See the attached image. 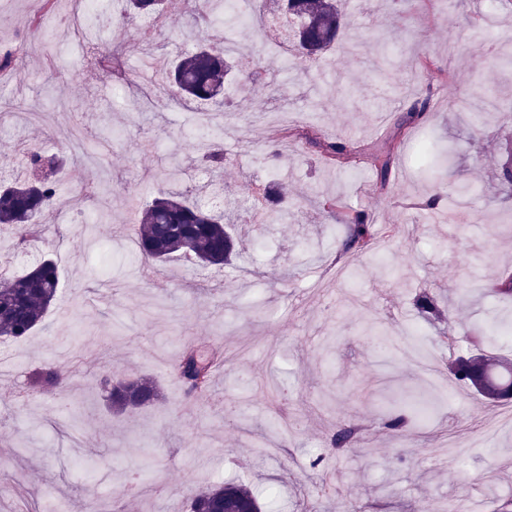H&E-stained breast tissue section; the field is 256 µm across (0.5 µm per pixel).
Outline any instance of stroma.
<instances>
[{
	"instance_id": "obj_1",
	"label": "stroma",
	"mask_w": 512,
	"mask_h": 512,
	"mask_svg": "<svg viewBox=\"0 0 512 512\" xmlns=\"http://www.w3.org/2000/svg\"><path fill=\"white\" fill-rule=\"evenodd\" d=\"M345 8L349 31L308 66L277 36L283 17L260 26L246 0L252 24L237 44L241 65L283 61L274 79L226 89L222 140L236 161L211 171L198 161L209 134L198 106L174 104L163 81L135 88L95 69L73 29L43 44L59 0H0V51L24 49L28 72L0 76V172L21 165L24 140L60 160L54 176L64 194L88 184L98 191L85 204L90 222L73 226L57 210L47 216L34 251L58 262L55 305L28 336L0 342V512H34L48 488L65 512H85L95 497L112 512H178L186 488L228 479L251 484L279 512H303L314 499L321 512H420L425 504L493 512L512 498V424L500 423L512 404L489 406L451 379L442 327L413 301L423 290L451 300L461 338L512 316V304L483 293L512 274V223L502 220L512 198L501 190L496 145L512 136V41L495 39L512 31V11L497 9L490 28L487 0H346ZM186 23L183 0H171L153 41L133 24L106 38L133 70L147 51L193 48ZM421 53L451 77L431 96L428 120L396 137V116L423 86L414 62ZM271 113L287 115V143L276 140ZM77 126L105 142L104 161L70 139ZM346 131L353 143L342 161L317 156L313 139ZM388 139L395 164L383 187L371 147ZM419 139L447 148L439 172L446 184L468 187L456 223L431 224L422 211L396 206L432 191L412 152ZM174 151L186 170L175 181L166 176ZM279 180L290 215L255 236L246 198L252 186ZM162 192L201 204L221 194L244 253L221 269L176 259L154 272L129 228L139 204ZM322 195L382 226L371 253L340 259L336 217L315 203ZM462 288L470 302L453 303ZM63 306L70 320L59 319ZM187 343L224 351L210 397H184L174 366ZM46 362L67 368L81 392L79 412H59V391L32 389V371ZM132 374L153 378L161 398L113 413L101 382ZM266 381L286 386L287 399L269 401L258 389ZM393 390H434L448 402L389 436L378 426ZM347 421L363 424L364 437L348 457H332L326 438ZM133 469L143 474L135 496L125 485Z\"/></svg>"
}]
</instances>
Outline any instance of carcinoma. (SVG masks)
Masks as SVG:
<instances>
[{"label":"carcinoma","mask_w":512,"mask_h":512,"mask_svg":"<svg viewBox=\"0 0 512 512\" xmlns=\"http://www.w3.org/2000/svg\"><path fill=\"white\" fill-rule=\"evenodd\" d=\"M211 0H192L193 20L199 24L211 23ZM340 0H294L291 16L297 25L296 55L311 59L325 52L336 40L342 27ZM124 17L147 18L155 26H163L166 20L167 0H124ZM111 16H95L96 28L83 36L84 47L91 51L97 66L105 70L113 67L117 76H128L117 59L111 58L102 34L112 25ZM234 53L224 44L203 40L190 51L176 57L170 69L164 71L170 95L177 102H211L221 105L218 96L224 90V78L232 70ZM421 77L426 88L445 79L447 72L425 56L418 61ZM427 112L426 101H416L400 117L398 126L417 123ZM203 158L215 167L232 163L219 141L209 139L203 145ZM24 174L7 185H0V232L10 231L15 245L28 247L41 239L45 230L42 219L55 206L59 195L58 181L44 174L53 169L55 159L41 150L22 148ZM377 177L386 186L393 164V152L382 147L375 149ZM287 196L277 185H265L252 194V207L261 224H279L288 218L285 208ZM422 211H441L448 221L455 219V198L444 191H435L418 204ZM224 214L205 209L197 202L170 192L146 202L140 211L139 223L133 225V235L139 245L141 258L160 270L169 259L186 258L209 266L224 267L232 262L235 245L225 230ZM339 231L342 233L343 255L368 254L381 232L378 224L357 211H345ZM58 266L50 258L41 257L31 263L19 275L0 274V339L14 340L29 335L38 327L57 296ZM416 305L428 317H440L443 311L432 296L422 293L416 297ZM479 355L486 380L491 385L509 384V391L501 395H489L475 384L468 361ZM223 361V352L214 349L202 356L190 347L182 349L175 370L186 384V393L192 397L209 394L214 369ZM501 366V359L481 349L455 358L449 365V373L458 381L474 390L494 406L512 401V370L507 380L494 373ZM32 385L44 391H52L64 384V368L48 363L31 374ZM107 400L112 410L124 413L150 406L159 400L160 389L147 377L110 378L103 381ZM418 421L417 411L410 401H398L379 423L380 431L389 435L407 432ZM364 428L355 422L336 427L329 437V447L336 455L351 449L362 437ZM232 508L250 512H267V502L257 492L237 482L209 483L189 494L186 512H209L223 503Z\"/></svg>","instance_id":"cac0c4a2"}]
</instances>
